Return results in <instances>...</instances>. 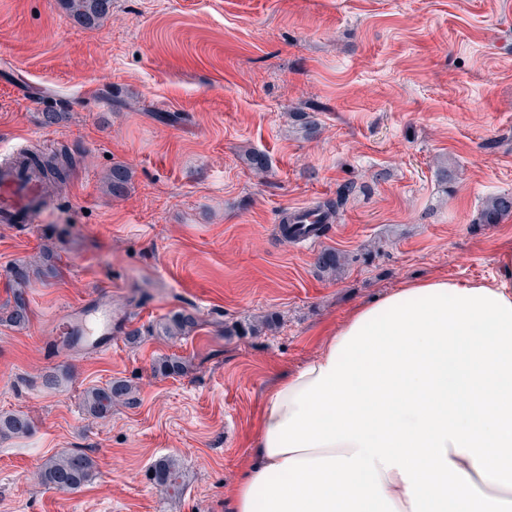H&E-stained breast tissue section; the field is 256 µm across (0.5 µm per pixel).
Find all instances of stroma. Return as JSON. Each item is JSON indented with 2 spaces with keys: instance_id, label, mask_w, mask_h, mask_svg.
Masks as SVG:
<instances>
[{
  "instance_id": "stroma-1",
  "label": "stroma",
  "mask_w": 512,
  "mask_h": 512,
  "mask_svg": "<svg viewBox=\"0 0 512 512\" xmlns=\"http://www.w3.org/2000/svg\"><path fill=\"white\" fill-rule=\"evenodd\" d=\"M20 148L73 165L40 223L0 224V304L15 264L48 247L59 268L32 276L26 328L0 323V414L32 422L0 437V512H227L282 374L407 282L494 275L512 215L479 216L512 192V0H112L93 24L0 0V157ZM336 199L317 247L280 235L283 213ZM103 302L110 349L62 345L58 320ZM180 311L197 328L164 336ZM168 357L181 375L156 372ZM115 379L131 400L86 414L84 390ZM64 448L96 462L74 491L36 479ZM169 456L174 495L151 479ZM512 214V194L500 193L489 197L481 210L483 224H497L504 216Z\"/></svg>"
}]
</instances>
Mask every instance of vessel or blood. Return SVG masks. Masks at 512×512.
<instances>
[{
  "label": "vessel or blood",
  "instance_id": "vessel-or-blood-1",
  "mask_svg": "<svg viewBox=\"0 0 512 512\" xmlns=\"http://www.w3.org/2000/svg\"><path fill=\"white\" fill-rule=\"evenodd\" d=\"M50 188L36 167L1 163L0 224L38 223ZM67 328L79 331L88 342L101 345L112 334V313L104 307H80L68 315Z\"/></svg>",
  "mask_w": 512,
  "mask_h": 512
}]
</instances>
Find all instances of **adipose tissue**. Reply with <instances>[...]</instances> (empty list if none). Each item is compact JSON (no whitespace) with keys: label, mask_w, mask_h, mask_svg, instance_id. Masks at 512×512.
<instances>
[{"label":"adipose tissue","mask_w":512,"mask_h":512,"mask_svg":"<svg viewBox=\"0 0 512 512\" xmlns=\"http://www.w3.org/2000/svg\"><path fill=\"white\" fill-rule=\"evenodd\" d=\"M229 512H512V247L366 304L267 393Z\"/></svg>","instance_id":"1"}]
</instances>
